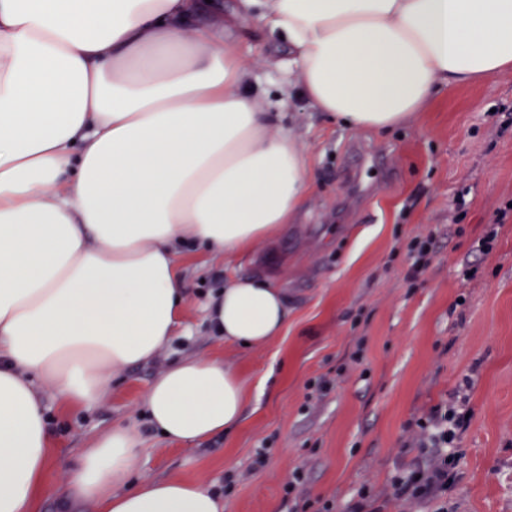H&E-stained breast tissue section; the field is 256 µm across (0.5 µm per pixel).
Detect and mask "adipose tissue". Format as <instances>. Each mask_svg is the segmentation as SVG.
<instances>
[{"label":"adipose tissue","mask_w":512,"mask_h":512,"mask_svg":"<svg viewBox=\"0 0 512 512\" xmlns=\"http://www.w3.org/2000/svg\"><path fill=\"white\" fill-rule=\"evenodd\" d=\"M255 20L288 48L317 110L358 130L418 118L451 85L512 72V0H0V512H31L49 464L41 386L90 405L113 371L170 343L181 250L223 257L273 243L310 177L262 111L239 48ZM284 296L237 277L212 298L225 341L280 335ZM246 386L184 358L141 400L169 441L235 426ZM141 445L113 426L61 490L100 512H224L207 484L132 483Z\"/></svg>","instance_id":"adipose-tissue-1"}]
</instances>
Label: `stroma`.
<instances>
[{
  "mask_svg": "<svg viewBox=\"0 0 512 512\" xmlns=\"http://www.w3.org/2000/svg\"><path fill=\"white\" fill-rule=\"evenodd\" d=\"M240 38L257 62V103L281 111L311 191L274 243L228 263L198 250L181 257L182 336L152 361L115 371L97 404L66 410L43 387L50 464L33 512H60L78 456L117 424L141 440L136 479L204 480L223 492L224 512H289L297 472L308 512H352L362 489L384 497V512H426L385 493L418 454L415 420L455 391L469 418L448 512H512V73L451 86L412 122L357 131L299 93L284 95L287 49L264 25L245 23ZM357 146L384 168L351 176ZM489 235L492 250H481ZM427 236L429 263L408 278L407 246ZM262 275L285 297L281 335L261 347L224 342L205 302L231 278ZM184 357L233 364L247 397L235 427L175 445L150 428L140 401ZM317 378L327 390L310 388Z\"/></svg>",
  "mask_w": 512,
  "mask_h": 512,
  "instance_id": "obj_1",
  "label": "stroma"
}]
</instances>
